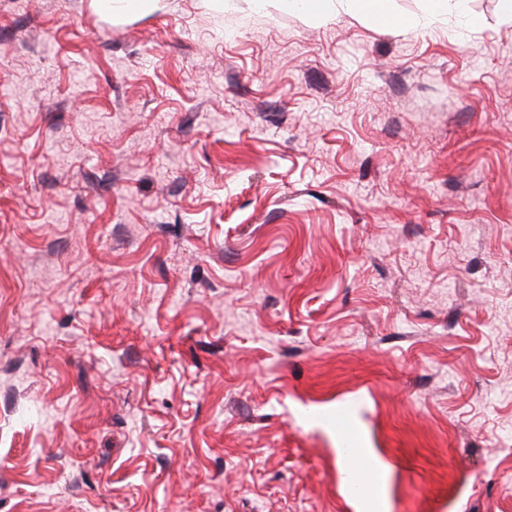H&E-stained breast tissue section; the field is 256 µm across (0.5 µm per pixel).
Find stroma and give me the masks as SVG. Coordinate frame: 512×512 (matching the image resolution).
<instances>
[{"label": "stroma", "instance_id": "stroma-1", "mask_svg": "<svg viewBox=\"0 0 512 512\" xmlns=\"http://www.w3.org/2000/svg\"><path fill=\"white\" fill-rule=\"evenodd\" d=\"M0 0V512H512V23Z\"/></svg>", "mask_w": 512, "mask_h": 512}]
</instances>
